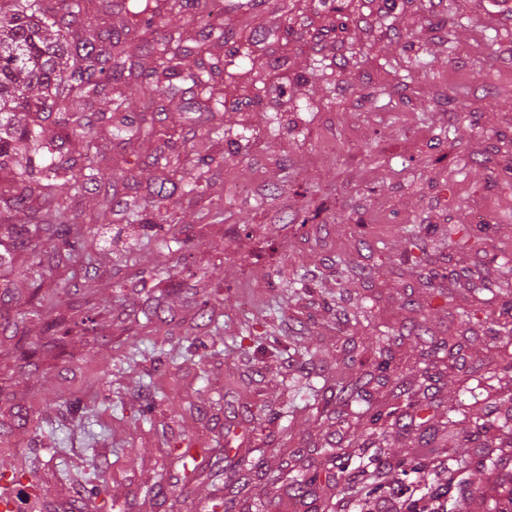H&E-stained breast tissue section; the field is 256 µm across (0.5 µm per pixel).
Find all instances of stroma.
Returning a JSON list of instances; mask_svg holds the SVG:
<instances>
[{
  "label": "stroma",
  "mask_w": 512,
  "mask_h": 512,
  "mask_svg": "<svg viewBox=\"0 0 512 512\" xmlns=\"http://www.w3.org/2000/svg\"><path fill=\"white\" fill-rule=\"evenodd\" d=\"M151 29L124 35L120 8L95 0L64 31L106 37L132 73L161 69L174 40L188 49L156 123L165 137L123 143L113 131L142 116L125 78L112 92L67 101L88 121L96 183L59 180L53 197L83 224L79 252L42 198L46 237L0 204V471L23 465L20 512H322L319 482L291 498L283 469L324 470L316 448L342 446L357 469L415 459L438 432L462 461L402 476L384 498L410 506L445 486L452 512H492L512 447L466 439L464 428L512 419V316L496 290L512 282V10L497 0H224V37L203 38L191 7L158 0ZM207 158L203 182L193 164ZM192 194L149 204L158 178ZM250 182L251 198L232 192ZM121 206H108L110 197ZM484 213L481 249L448 241L451 224ZM417 243L416 262L404 256ZM182 265L177 287L164 271ZM39 269L19 278V266ZM43 299L27 319L32 292ZM209 301L208 317L200 304ZM104 305L64 353L37 365L8 358L54 318ZM366 318L353 319L356 309ZM471 311L462 329L458 310ZM455 336L429 367L409 334ZM401 338L390 378L406 377L426 426L321 420L309 408L335 377L369 381L376 338ZM464 406L465 424L444 429ZM225 455L223 472L184 483L171 449L185 439ZM261 448L259 466L237 461Z\"/></svg>",
  "instance_id": "obj_1"
}]
</instances>
